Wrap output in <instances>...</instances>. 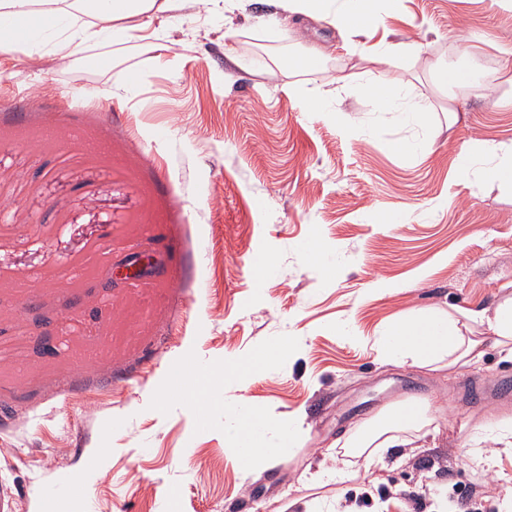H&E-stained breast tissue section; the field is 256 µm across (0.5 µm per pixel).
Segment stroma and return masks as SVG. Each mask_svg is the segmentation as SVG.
I'll use <instances>...</instances> for the list:
<instances>
[{"mask_svg":"<svg viewBox=\"0 0 512 512\" xmlns=\"http://www.w3.org/2000/svg\"><path fill=\"white\" fill-rule=\"evenodd\" d=\"M270 11L253 0L231 39L223 12L203 11L91 45L64 66L49 53H0V477L18 488L19 512H306L314 499L319 512H435L442 486L512 512V448L489 441L475 456L466 445L512 425V409L466 393L512 377V358L489 339L480 364L432 371L381 363L374 349L387 320L512 297V184L484 177L481 151L512 147V55L501 52L512 9L385 6L390 41L417 48L382 67L407 87L392 111L366 103L367 64L336 30L289 41L259 22ZM318 43L333 46L330 59L296 68ZM434 61L466 66L474 85H439ZM124 69L143 80L116 83ZM318 87L329 96L313 112L305 92ZM423 98L432 110L418 125L406 114ZM452 105L466 124L449 126ZM394 140L408 152L392 153ZM390 213L403 223L384 222ZM314 237L318 262L300 249ZM256 250L271 273L245 268ZM135 251L161 257L151 287L180 291L142 327L165 345L126 368L137 387L113 383L106 363L62 388L40 338L61 327L73 340L108 336L113 309L130 317L153 303L103 286ZM284 336L296 347L265 368ZM186 352L211 372L204 415L161 397L169 363ZM413 392L435 407L436 437L342 487H305L319 464L335 465L337 439ZM239 403L293 419L297 455L246 474L224 435V410ZM491 454L489 469L478 458Z\"/></svg>","mask_w":512,"mask_h":512,"instance_id":"obj_1","label":"stroma"}]
</instances>
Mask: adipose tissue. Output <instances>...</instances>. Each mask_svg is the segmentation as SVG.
<instances>
[{
  "instance_id": "obj_1",
  "label": "adipose tissue",
  "mask_w": 512,
  "mask_h": 512,
  "mask_svg": "<svg viewBox=\"0 0 512 512\" xmlns=\"http://www.w3.org/2000/svg\"><path fill=\"white\" fill-rule=\"evenodd\" d=\"M252 0H0V52L47 43L59 60H67L81 48L99 42H125L135 32L153 23L167 24L175 11H192L199 6L246 12ZM274 11L267 21L289 37L288 20L325 22L341 37L366 36L378 29L383 19L371 0H270ZM512 355V300L495 308L442 313L429 310L386 323L379 331L376 351L386 364H411L434 371L469 366L482 355L486 337ZM224 429L235 447L250 445L238 457L246 470H253L269 452L265 441H252L250 428L261 424L263 431L285 432L254 411L235 406L225 413ZM435 420L429 405L407 404L401 414H390L387 427L361 430L340 445L343 455L365 457L368 464L384 462L399 449L423 438Z\"/></svg>"
}]
</instances>
